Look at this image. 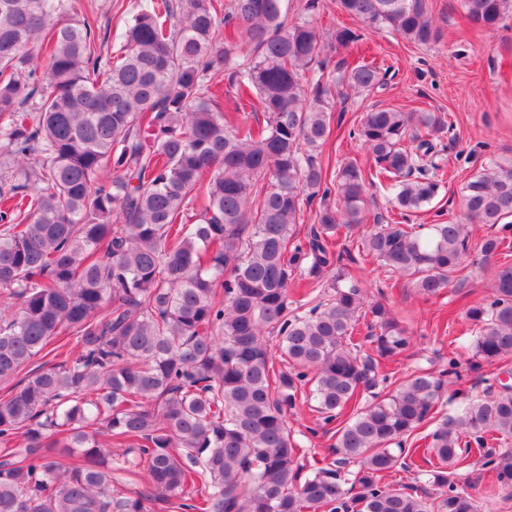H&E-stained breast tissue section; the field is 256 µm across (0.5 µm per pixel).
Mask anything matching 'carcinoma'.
<instances>
[{
  "instance_id": "carcinoma-1",
  "label": "carcinoma",
  "mask_w": 512,
  "mask_h": 512,
  "mask_svg": "<svg viewBox=\"0 0 512 512\" xmlns=\"http://www.w3.org/2000/svg\"><path fill=\"white\" fill-rule=\"evenodd\" d=\"M282 2L137 0L104 56L90 18L62 21L69 0H0V294L17 300L0 311V512H148L116 485L114 448L117 469L186 512H477L455 482L473 443L512 486V452L486 449L512 438V386L473 399L450 356L376 392L411 337L365 301L336 241L365 223L370 185L390 186L400 217L435 197L447 122L373 109L349 132L373 172L348 162L330 180L318 154L337 89H381L386 73L328 68L313 20L288 19ZM338 2L369 29L436 38L426 0ZM462 6L476 28L512 19V0ZM227 67L265 126L224 124L211 73ZM464 201V223L375 217L363 255L440 295L470 256V226L497 227L483 260L512 249V160L483 166ZM306 283L323 289L310 308L290 295ZM465 316L470 369L512 357V264ZM46 350L53 361L16 379ZM307 397L342 425L334 463L303 478L287 413ZM445 398L454 413H439ZM433 419L423 455L438 465L420 475L437 493L383 483Z\"/></svg>"
}]
</instances>
